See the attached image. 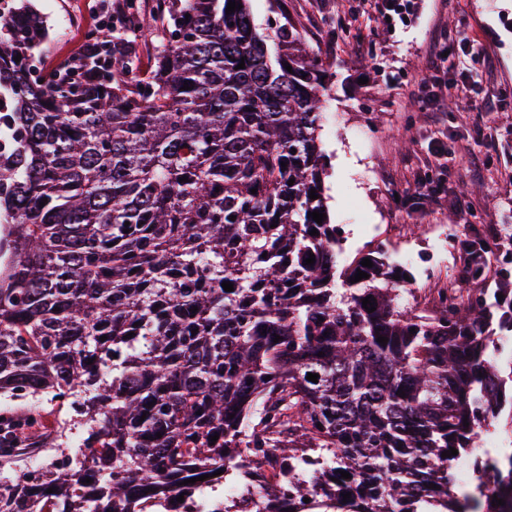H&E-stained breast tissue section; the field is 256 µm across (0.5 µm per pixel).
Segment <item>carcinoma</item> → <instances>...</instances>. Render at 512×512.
<instances>
[{
    "mask_svg": "<svg viewBox=\"0 0 512 512\" xmlns=\"http://www.w3.org/2000/svg\"><path fill=\"white\" fill-rule=\"evenodd\" d=\"M235 2L159 0L154 39L130 17L49 71L34 4L15 0L0 26L16 253L0 277V413L48 395L72 429L54 433L64 460L33 467L0 512H144L186 478L252 467L272 506L310 493L305 465L340 481L326 512L364 496L374 512H503L512 456L461 495L442 453L474 447L512 389L494 347L512 333V257L488 267L512 238L460 240L465 286L438 312L405 304L415 276L381 249L339 266L318 137L332 64ZM16 440L0 432V480Z\"/></svg>",
    "mask_w": 512,
    "mask_h": 512,
    "instance_id": "1",
    "label": "carcinoma"
}]
</instances>
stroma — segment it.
I'll return each mask as SVG.
<instances>
[{
	"label": "stroma",
	"instance_id": "obj_1",
	"mask_svg": "<svg viewBox=\"0 0 512 512\" xmlns=\"http://www.w3.org/2000/svg\"><path fill=\"white\" fill-rule=\"evenodd\" d=\"M48 1L51 67L82 44L111 0L34 4ZM250 9L263 28L291 22L303 48L334 64L326 100L342 117L322 126L320 140L330 220L347 227L341 264L383 241L395 258L412 253L416 296L457 279L462 253L452 243L433 258L431 225L458 237L512 225V0H415L390 23L377 0H250ZM460 32L482 50L479 92L493 98V111L450 98L435 112L418 99L433 48ZM441 143L454 146L455 160L437 154Z\"/></svg>",
	"mask_w": 512,
	"mask_h": 512
}]
</instances>
